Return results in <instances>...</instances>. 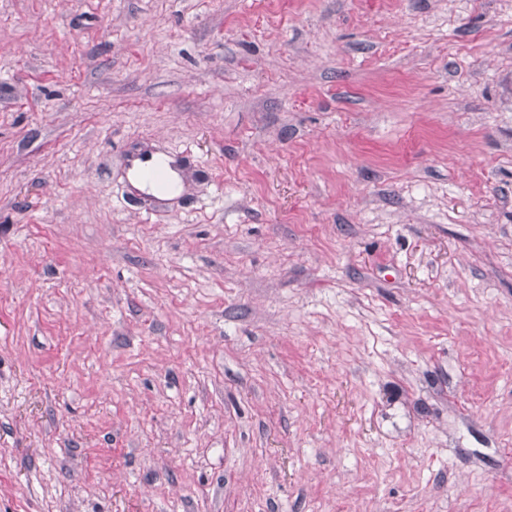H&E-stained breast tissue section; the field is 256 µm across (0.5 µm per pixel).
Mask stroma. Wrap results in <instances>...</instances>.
<instances>
[{"label":"stroma","mask_w":512,"mask_h":512,"mask_svg":"<svg viewBox=\"0 0 512 512\" xmlns=\"http://www.w3.org/2000/svg\"><path fill=\"white\" fill-rule=\"evenodd\" d=\"M0 512H512V0H0Z\"/></svg>","instance_id":"1"}]
</instances>
